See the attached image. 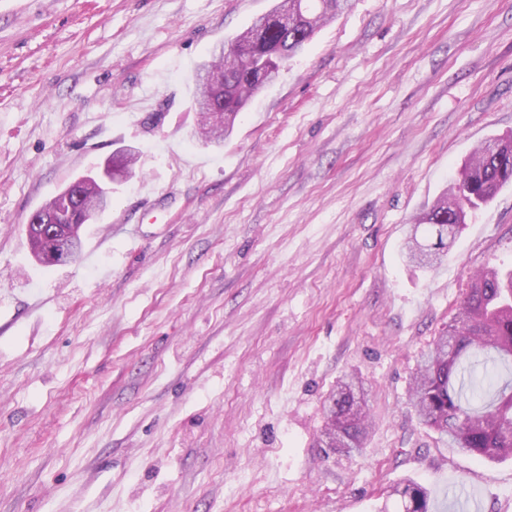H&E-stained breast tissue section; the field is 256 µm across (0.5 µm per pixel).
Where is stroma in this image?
I'll return each instance as SVG.
<instances>
[{"mask_svg": "<svg viewBox=\"0 0 512 512\" xmlns=\"http://www.w3.org/2000/svg\"><path fill=\"white\" fill-rule=\"evenodd\" d=\"M277 0H0V512H400L415 480L512 512V462L409 404L472 281L512 269V184L439 267L411 219L512 134V0H350L224 143L197 64ZM131 149V178L45 268L30 216ZM345 375L360 454L321 447Z\"/></svg>", "mask_w": 512, "mask_h": 512, "instance_id": "35a3bbf8", "label": "stroma"}]
</instances>
